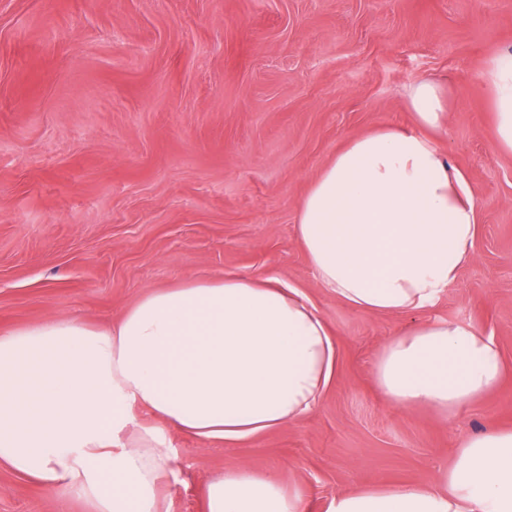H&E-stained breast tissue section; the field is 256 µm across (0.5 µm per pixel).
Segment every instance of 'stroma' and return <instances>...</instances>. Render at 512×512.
I'll return each instance as SVG.
<instances>
[{
  "label": "stroma",
  "instance_id": "obj_1",
  "mask_svg": "<svg viewBox=\"0 0 512 512\" xmlns=\"http://www.w3.org/2000/svg\"><path fill=\"white\" fill-rule=\"evenodd\" d=\"M512 50V0H0V331L103 327L191 276L275 277L317 306L336 374L310 414L236 443L174 436L169 512H205L231 466L303 484L310 512L360 485L429 484L458 439L512 428V153L476 81ZM447 85L433 135L477 204L475 257L431 307L336 298L297 241L298 201L345 140L409 126L416 79ZM434 320L498 345L500 385L449 418L387 402L370 367ZM0 512H89L0 467Z\"/></svg>",
  "mask_w": 512,
  "mask_h": 512
}]
</instances>
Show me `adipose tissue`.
<instances>
[{"label":"adipose tissue","mask_w":512,"mask_h":512,"mask_svg":"<svg viewBox=\"0 0 512 512\" xmlns=\"http://www.w3.org/2000/svg\"><path fill=\"white\" fill-rule=\"evenodd\" d=\"M498 148L512 153V52L478 76ZM414 123L349 137L298 206L297 238L318 281L349 306L411 315L474 257L476 201L430 136L449 95L421 78ZM336 368L317 307L279 279H186L145 292L111 326L57 317L0 332V465L91 512H168L170 435L238 442L313 411ZM497 344L449 321L409 327L377 353L391 404L453 414L497 387ZM151 425L137 426L136 411ZM302 484L233 466L211 478L205 512H308ZM328 512H512V429L462 439L432 484L362 486Z\"/></svg>","instance_id":"adipose-tissue-1"}]
</instances>
